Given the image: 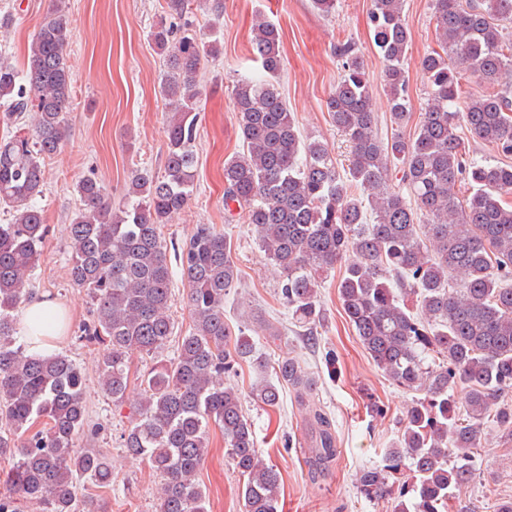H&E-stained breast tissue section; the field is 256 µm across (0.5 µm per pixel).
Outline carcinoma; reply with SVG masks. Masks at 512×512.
<instances>
[{"mask_svg": "<svg viewBox=\"0 0 512 512\" xmlns=\"http://www.w3.org/2000/svg\"><path fill=\"white\" fill-rule=\"evenodd\" d=\"M194 0H164L150 37L163 55L161 92L168 101V150L163 173L131 172L126 201L116 208L107 189L86 177L75 186L78 212L68 224L69 275L91 300L93 318L78 339L106 343L98 365L103 391L128 397L130 352L156 354L173 333L174 304L165 225L188 206L194 189L197 75L218 41L203 42L177 25ZM404 0H372L369 23L387 80L390 139L378 135L364 62L351 42L336 45L342 74L326 108L352 149L340 173L328 145L302 138L279 87L284 66L277 27L258 17L251 53L265 75L241 78L233 107L242 151L224 160V209L238 208L264 259L279 274L292 319L308 330L322 317L320 276L344 263L339 300L373 362L394 383L421 392L406 408L401 433L379 464L362 470L357 489L369 500L392 494L390 478L410 462V482L393 512H445L448 500L475 475L473 450L493 421L512 439V165L482 164L462 151L460 126L504 155L512 154V0H434L439 49L420 67L430 93L413 135L405 60L412 34ZM70 21L56 8L34 33L26 71L0 53V105L11 123L32 133L0 138V460L10 463L0 512H109L81 496V483L112 486V464L77 442L87 426L85 372L60 353L30 354L16 344L14 312L26 302L25 278L48 233L35 199L43 192L45 158L70 136L72 81L65 52ZM475 78L499 87L462 95ZM413 203L391 186L393 175ZM469 191L465 203L456 188ZM193 332L177 358L140 379L136 417L123 448L164 477L158 512H207L196 481L209 447L210 425L243 478V512H278L280 473L264 462L241 394L225 382L236 365L262 373L253 397L274 410L281 385L298 403L314 380L288 357L269 362L240 328L224 321V298L238 272L224 230L199 224L182 254ZM435 353L437 368L424 367ZM465 390V406L456 400ZM318 434L315 466L336 460V438L321 409H309Z\"/></svg>", "mask_w": 512, "mask_h": 512, "instance_id": "1", "label": "carcinoma"}]
</instances>
